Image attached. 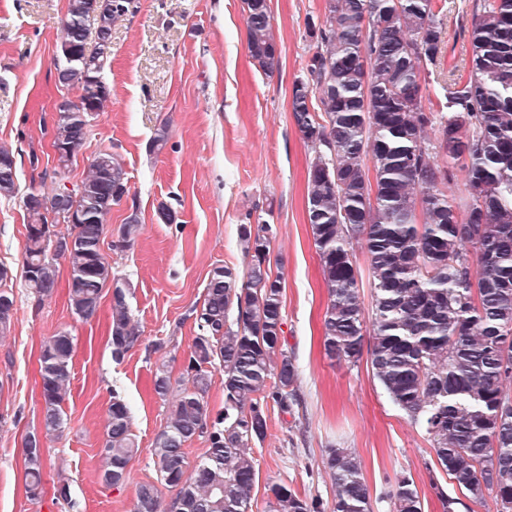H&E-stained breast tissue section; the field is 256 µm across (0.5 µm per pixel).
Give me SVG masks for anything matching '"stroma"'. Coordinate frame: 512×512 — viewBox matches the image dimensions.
Instances as JSON below:
<instances>
[{"label": "stroma", "instance_id": "35a3bbf8", "mask_svg": "<svg viewBox=\"0 0 512 512\" xmlns=\"http://www.w3.org/2000/svg\"><path fill=\"white\" fill-rule=\"evenodd\" d=\"M474 0H446L442 52L431 71L446 79L466 66V26ZM67 0H0V145L12 147L18 191L0 197V266L13 275L16 315L0 338V512H131L136 487L157 478L150 448L168 411L152 391L157 359L181 372L197 327L189 312L202 301L210 271L244 269L238 227L258 216L271 224L272 274L282 279L285 346L298 367L300 403L268 409V433L253 448L259 471L252 512H270V486L331 504L333 488L321 460L330 447L356 454L372 512H392L390 491L412 479L423 512H442L437 489L459 490L436 463L424 430L388 398L369 356L357 364L329 359L323 348L328 289L307 222V169L313 152L290 112L294 81L306 73L325 0H269L280 52L273 72L247 50L243 0H133L112 26V55L103 72L110 97L92 115L88 139L67 174L56 175L51 147L56 104L76 99L57 81L58 30ZM168 142L155 156L147 143L160 126ZM108 150L123 161L130 191L108 217L103 249L113 272L131 287L130 308L140 343L114 361L108 312L90 321L70 311L65 288L37 301L25 286L28 193H50L79 182L91 158ZM168 204L171 224L155 211ZM142 229L133 246L118 247L130 211ZM76 338L70 395L62 433L46 443L44 492L24 488L22 439L42 416L38 354L57 331ZM131 409L140 452L130 479L106 488L99 476L107 410L113 393ZM68 484L69 500L55 489Z\"/></svg>", "mask_w": 512, "mask_h": 512}]
</instances>
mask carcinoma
<instances>
[{
	"mask_svg": "<svg viewBox=\"0 0 512 512\" xmlns=\"http://www.w3.org/2000/svg\"><path fill=\"white\" fill-rule=\"evenodd\" d=\"M98 23L91 0H68L61 50L82 58L90 30L98 51L84 66L60 59L58 82L80 91L55 107L53 145L64 150L59 170L84 146L88 110L101 111L110 95L102 73L112 52V24L131 0H113ZM248 50L265 72L278 63L268 0H245ZM323 26L313 29L316 52L307 83H293L291 112L314 152L308 167L307 220L329 302L323 319L326 355L356 364L368 352L374 376L390 400L428 435L437 463L461 491L437 488L443 512H468L467 499L492 496L494 510L512 502V0H475L467 73L449 72L440 88L441 116L425 109L422 70L442 50L443 17L437 0H327ZM317 101H312V94ZM438 125V136H424ZM467 160L466 219L442 191L448 161ZM30 193L22 273L42 301L68 272V302L82 321L96 317L111 295L108 335L112 359L140 342L129 305L130 289L116 280L102 244L112 206L129 194L117 154L101 151L71 192ZM18 191L13 149L0 146V196ZM423 202L422 209L417 203ZM66 225V231L56 227ZM132 209L120 247L139 234ZM273 229L241 224L238 243L248 264L240 272L213 268L203 302L192 309L197 326L180 377L156 363L152 390L170 402L164 427L150 449L157 482L138 485L133 512H160L161 487L177 490L169 512H251L258 470L250 450L264 441L268 404L288 412L297 401L298 369L283 342L282 281L270 270ZM361 244L374 288L365 318L352 242ZM10 271L0 266V338L15 315ZM370 342H365V338ZM75 337L61 330L40 348L42 420L26 434L38 443L65 424ZM224 372V411L209 409L213 371ZM205 436L209 448L189 465L185 445ZM139 451L130 408L112 392L100 449L99 478L107 487L128 482ZM25 489L43 492L44 451L22 448ZM335 487L331 512H371L357 456L329 448L322 460ZM271 512H324L318 497L285 485L270 488ZM394 512H422L413 481L402 477L391 495Z\"/></svg>",
	"mask_w": 512,
	"mask_h": 512,
	"instance_id": "obj_1",
	"label": "carcinoma"
}]
</instances>
